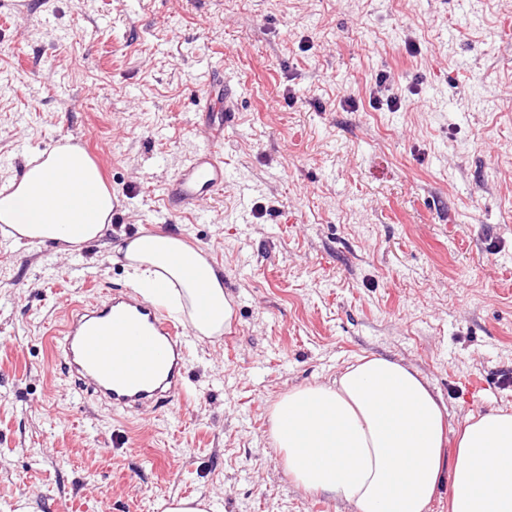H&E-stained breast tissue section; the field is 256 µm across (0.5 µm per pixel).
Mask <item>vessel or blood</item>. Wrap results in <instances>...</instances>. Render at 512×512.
<instances>
[{
	"instance_id": "vessel-or-blood-1",
	"label": "vessel or blood",
	"mask_w": 512,
	"mask_h": 512,
	"mask_svg": "<svg viewBox=\"0 0 512 512\" xmlns=\"http://www.w3.org/2000/svg\"><path fill=\"white\" fill-rule=\"evenodd\" d=\"M224 115L209 112L202 146L187 153L165 185L177 209L201 210L224 191ZM190 329L139 295L113 292L74 305L59 328L56 350L78 393L131 411L145 403L187 401L184 364Z\"/></svg>"
}]
</instances>
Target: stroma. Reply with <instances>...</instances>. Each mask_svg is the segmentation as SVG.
Returning <instances> with one entry per match:
<instances>
[{"mask_svg": "<svg viewBox=\"0 0 512 512\" xmlns=\"http://www.w3.org/2000/svg\"><path fill=\"white\" fill-rule=\"evenodd\" d=\"M507 19L512 0H0V180L94 149L114 233L204 249L233 308L189 343V406L115 411L52 338L70 305L130 291L123 268L0 235V512H352L292 482L267 409L359 356L415 367L452 423L512 409ZM215 70L224 193L172 212ZM164 512H208L211 504L208 498L196 496L190 498L171 497L164 502Z\"/></svg>", "mask_w": 512, "mask_h": 512, "instance_id": "obj_1", "label": "stroma"}]
</instances>
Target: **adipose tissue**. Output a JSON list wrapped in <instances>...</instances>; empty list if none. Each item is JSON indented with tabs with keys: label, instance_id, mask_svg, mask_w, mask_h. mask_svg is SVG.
<instances>
[{
	"label": "adipose tissue",
	"instance_id": "ef3b65f1",
	"mask_svg": "<svg viewBox=\"0 0 512 512\" xmlns=\"http://www.w3.org/2000/svg\"><path fill=\"white\" fill-rule=\"evenodd\" d=\"M118 205L85 151L65 143L0 184V234L25 244L91 245L111 232ZM111 253L136 292L168 303L197 339L223 333L232 304L203 249L142 230L121 237ZM201 295L205 316L197 312ZM447 415L416 368L376 355L333 383L280 395L270 406V438L297 486L354 512H428L445 481L448 512H512V410L469 415L452 436Z\"/></svg>",
	"mask_w": 512,
	"mask_h": 512
}]
</instances>
